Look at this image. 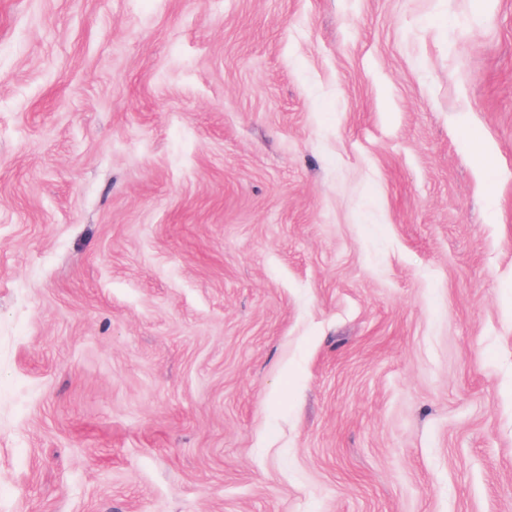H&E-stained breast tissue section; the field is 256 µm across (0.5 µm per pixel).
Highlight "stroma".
<instances>
[{"mask_svg":"<svg viewBox=\"0 0 512 512\" xmlns=\"http://www.w3.org/2000/svg\"><path fill=\"white\" fill-rule=\"evenodd\" d=\"M0 512H512V0H0Z\"/></svg>","mask_w":512,"mask_h":512,"instance_id":"35a3bbf8","label":"stroma"}]
</instances>
